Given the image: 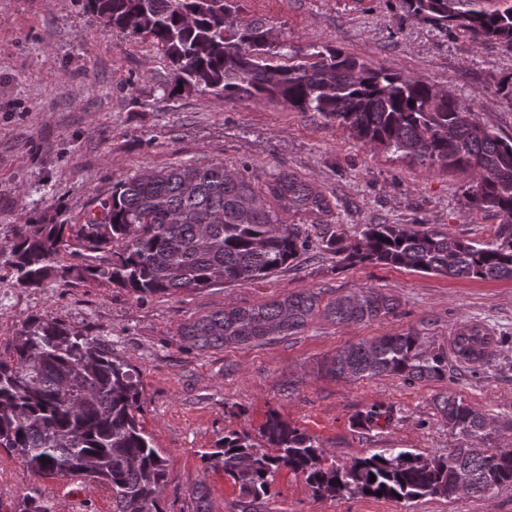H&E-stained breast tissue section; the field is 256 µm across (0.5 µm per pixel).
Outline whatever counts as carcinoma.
I'll list each match as a JSON object with an SVG mask.
<instances>
[{
  "label": "carcinoma",
  "mask_w": 512,
  "mask_h": 512,
  "mask_svg": "<svg viewBox=\"0 0 512 512\" xmlns=\"http://www.w3.org/2000/svg\"><path fill=\"white\" fill-rule=\"evenodd\" d=\"M404 4L409 16L449 35L512 47V0ZM86 6L104 29L161 45L174 89L317 113L365 145L470 175L469 204L501 217L500 227L481 241L423 224H366L352 243L325 227V251L349 265L512 281V138L480 123L468 104L426 80L337 48L312 45L303 52L277 44L266 24L238 20V0H86ZM99 208L101 217L77 234L84 250L103 253L99 264L59 265L65 224L17 226L10 242L17 285L105 280L140 299L241 285L287 268L307 250V229L286 223L285 215L322 217L330 203L293 174L262 188L212 163L142 170L117 182ZM396 308V299L381 291L324 303L321 293L307 289L257 305L228 304L183 325L180 335L206 351L297 335L316 318L366 324ZM487 344L488 333L475 324L462 325L452 341L457 360L475 370L485 362ZM323 370L336 378L392 376L413 384L445 379L448 360L421 350L420 336L407 332L344 347ZM140 396L136 370L112 357L100 339L54 319L31 318L14 336L12 354L0 357V448L19 453L39 475L109 486L113 512H163L166 460L139 426ZM435 406L461 439L446 454L381 448L341 467L328 461L316 438L273 411L257 434L232 430L202 460L237 486L240 512H261L282 468L304 475L321 498L368 490L370 498L397 502L452 499L512 486V448L485 447L483 413L452 391ZM463 470L465 484L458 481ZM13 512L52 510L27 494Z\"/></svg>",
  "instance_id": "obj_1"
}]
</instances>
